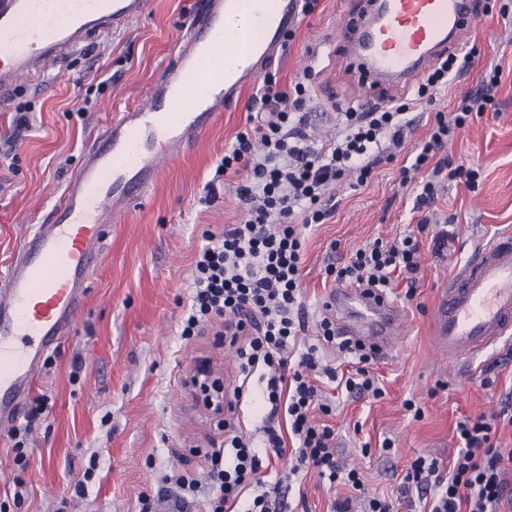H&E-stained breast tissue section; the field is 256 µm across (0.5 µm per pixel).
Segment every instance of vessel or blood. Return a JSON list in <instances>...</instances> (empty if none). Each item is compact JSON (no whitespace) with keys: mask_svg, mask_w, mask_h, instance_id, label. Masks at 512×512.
Segmentation results:
<instances>
[{"mask_svg":"<svg viewBox=\"0 0 512 512\" xmlns=\"http://www.w3.org/2000/svg\"><path fill=\"white\" fill-rule=\"evenodd\" d=\"M472 0H366L345 26L343 63L369 89L403 88L460 49L474 25ZM151 0H0V109L28 78L97 37L145 16ZM302 0H202L144 105L121 112L87 145L53 206L0 274V432L16 426L47 354L69 335L90 289L109 228L141 205L165 165L193 149L241 90L256 83L303 22ZM322 312L347 336L386 346L404 322L389 294L339 286ZM435 343L452 362L512 341V233L473 248L439 289Z\"/></svg>","mask_w":512,"mask_h":512,"instance_id":"obj_1","label":"vessel or blood"}]
</instances>
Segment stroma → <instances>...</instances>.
Here are the masks:
<instances>
[{
    "instance_id": "1",
    "label": "stroma",
    "mask_w": 512,
    "mask_h": 512,
    "mask_svg": "<svg viewBox=\"0 0 512 512\" xmlns=\"http://www.w3.org/2000/svg\"><path fill=\"white\" fill-rule=\"evenodd\" d=\"M191 2L151 0L144 17L111 37L93 39L50 84L20 87L10 109L0 112V140H16L10 163L0 165V269L29 226L47 220L86 145L112 118L144 102L189 21ZM493 2L495 11L476 15L463 69L435 91L434 105L409 112L412 126L394 160L378 166L359 189L336 186L334 217L304 232L302 285L314 323L326 265H341L366 242L391 241L415 227L416 191L401 185L400 170L425 141L435 111L452 108L475 90L486 67L502 66L495 109L474 118L447 149L455 163L479 168V188L441 185L433 219L446 223L448 247L438 253L423 242L414 299L406 298L405 282L394 286L407 319L403 337L373 365L382 397L341 391L331 398L336 454L358 468L363 488L332 487L312 472L300 480L289 477L292 462L286 457L266 481L279 483L291 512H333L344 501L349 512H368L369 498L395 501L415 457L447 464L460 450L458 422L495 414L512 402L511 344L451 367L438 355L430 329L437 289L463 265L472 246L512 230V0ZM362 7L361 0H321L275 64L283 85L305 65L321 69L305 125L313 147L336 136L347 109L376 99L364 92L362 74L338 57L339 26ZM252 93L245 88L201 142L165 168L147 203L113 227L84 310L34 379L33 395H47L50 403L28 435V466L15 463L11 438L0 436V502L6 512H139L145 493L154 512H204L193 497L175 508L164 478L186 472L208 482L205 456L224 433L190 376L199 357L209 359L219 380L238 361L233 347L215 342L221 322L186 341L180 321L204 231L222 230L241 218L237 176L218 181L214 174L236 134L250 126ZM77 357L84 368L74 382L70 372ZM410 401L421 407V417L407 409ZM88 468L93 475L87 480Z\"/></svg>"
}]
</instances>
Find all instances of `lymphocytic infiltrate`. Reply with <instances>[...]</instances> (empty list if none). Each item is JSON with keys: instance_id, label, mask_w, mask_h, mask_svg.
<instances>
[{"instance_id": "f902f5d3", "label": "lymphocytic infiltrate", "mask_w": 512, "mask_h": 512, "mask_svg": "<svg viewBox=\"0 0 512 512\" xmlns=\"http://www.w3.org/2000/svg\"><path fill=\"white\" fill-rule=\"evenodd\" d=\"M456 65V54L440 59L414 97L347 110L336 139L318 150L306 143L303 115L318 77L315 67L304 69L286 87L278 79H265L253 96L251 108L260 114V121L237 133L215 171L219 177L245 174V181L235 188L243 218L225 225L221 233H205L180 335L191 339L213 319L223 320V336L236 348L239 369L248 376L259 375L260 401L269 412L262 442L235 433L208 453L207 512H234L246 492L251 495L246 512H277L281 502L264 490L263 477L275 460L286 455L293 460L292 473L310 470L329 483L340 481L361 489L358 471L344 468L336 457L334 428L315 420L316 414L332 411L318 380L326 378L328 384L350 393L381 396L371 370L375 353L362 342L339 336L333 321L325 317L318 323L319 345L294 354L305 330L303 231L334 216L336 206L327 196L333 185L349 177L354 187L364 186L374 169L404 145L407 112L416 101L432 99ZM500 80V69H493L482 77L480 89L462 95L451 110L436 112L410 165L411 171L427 173L414 204L421 219L408 235L392 242L374 239L342 266H327L325 272L334 284L386 292L402 278L408 289H415L423 239H430L438 251L447 245V231L438 229L424 213L435 201L438 179L471 188L480 175L477 169L454 165L445 150L474 117L493 107ZM323 345L351 356L349 373L341 375L322 364L318 352ZM209 374L208 361L196 360L191 382L200 387L206 407L220 416L225 408L240 404L242 391L237 388L232 396H225L223 385L210 381ZM497 422L512 425V412L504 408L493 418L481 415L459 424L463 448L449 470H442L437 459L416 457L405 475V489L430 501L429 512H497L502 500L512 501V483L505 478L512 454H501L491 442Z\"/></svg>"}]
</instances>
